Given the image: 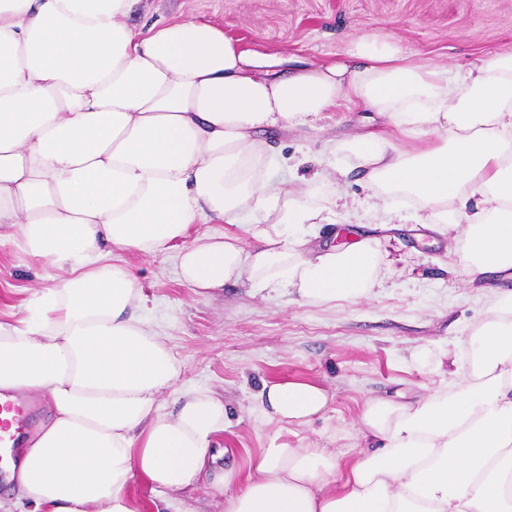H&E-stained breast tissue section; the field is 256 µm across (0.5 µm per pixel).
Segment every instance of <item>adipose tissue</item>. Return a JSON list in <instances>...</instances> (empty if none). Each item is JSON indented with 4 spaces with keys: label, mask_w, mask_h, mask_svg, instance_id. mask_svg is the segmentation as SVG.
Here are the masks:
<instances>
[{
    "label": "adipose tissue",
    "mask_w": 512,
    "mask_h": 512,
    "mask_svg": "<svg viewBox=\"0 0 512 512\" xmlns=\"http://www.w3.org/2000/svg\"><path fill=\"white\" fill-rule=\"evenodd\" d=\"M142 0H0V245L59 275L26 315L0 319V392L40 396L47 414L12 467L0 512H138L134 480L163 512L199 481L226 409L178 389L180 366L143 319V286L114 251H175L180 276L230 281L310 303L361 299L381 274L375 239L323 249L321 211L266 175L264 128H301L347 103L442 146L403 152L373 133L346 149L372 199L413 200L420 224L462 228L471 279L512 277V52L451 69L375 37L348 60L269 76L202 19H127ZM274 216L248 250L193 225ZM469 342L467 372L413 401L368 400L351 462L323 448L264 449L223 471L224 512H512V297L495 298ZM174 398L176 411L163 409ZM309 382H264V421L305 426L328 405Z\"/></svg>",
    "instance_id": "1"
}]
</instances>
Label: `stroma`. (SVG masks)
<instances>
[{
  "label": "stroma",
  "instance_id": "1",
  "mask_svg": "<svg viewBox=\"0 0 512 512\" xmlns=\"http://www.w3.org/2000/svg\"><path fill=\"white\" fill-rule=\"evenodd\" d=\"M199 18L223 26L250 53L317 63L343 54L360 37L380 35L414 58L460 67L479 55L512 50V0H147L128 19ZM384 134L411 150L435 144L410 137L387 118L340 105L303 128L268 129V176L324 209L344 194L347 208L313 226L316 245L371 235L384 276L364 299L329 304L287 291L251 292L248 282L200 291L183 283L173 254L120 253L149 298L144 315L180 365V384L223 398L228 422L213 442V472H247L264 448H326L351 459L361 444L367 400L407 399L444 388L448 356L468 368V341L489 317L488 293L449 271L457 231L404 224L391 208L364 210L362 171L344 149L358 134ZM54 272L10 246L0 247V313L22 314L30 289ZM300 380L323 387L326 410L310 425L261 421L254 409L263 381Z\"/></svg>",
  "mask_w": 512,
  "mask_h": 512
}]
</instances>
